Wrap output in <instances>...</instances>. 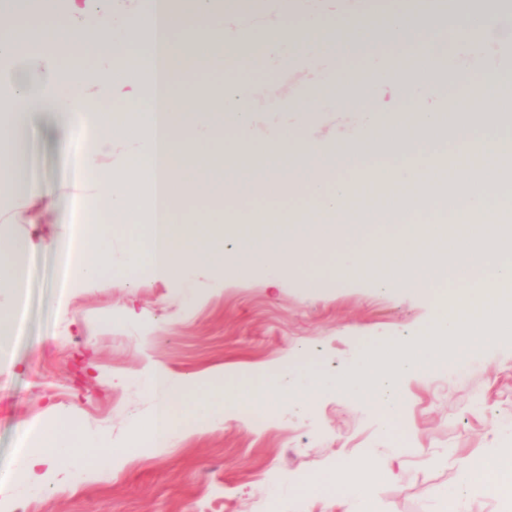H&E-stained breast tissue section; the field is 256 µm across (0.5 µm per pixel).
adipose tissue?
<instances>
[{"label":"adipose tissue","mask_w":512,"mask_h":512,"mask_svg":"<svg viewBox=\"0 0 512 512\" xmlns=\"http://www.w3.org/2000/svg\"><path fill=\"white\" fill-rule=\"evenodd\" d=\"M12 0L0 12V61L20 45L16 22L64 8L68 52L78 61L94 48L103 59L92 81L60 82L52 56L33 53L20 69L0 70V194L41 199L38 183L16 176V134L42 112L78 118L89 144L82 181L91 191L79 240L65 243V277L92 284L113 274L110 247L116 236L129 245L122 274L137 281L147 266L169 278L183 277L199 262L231 267L240 277L263 267L272 274L304 268L319 248L330 256L320 273L337 282L369 279L420 293L440 284L463 288L454 309L437 306L421 336L403 350L386 341L366 350L343 376L309 367L297 373L296 393L313 402L336 392L368 404L382 428L398 422L405 382L447 363L449 346L470 353L512 343V65L488 61L479 48L483 32L512 0H388L374 11L369 0H273L289 26L261 27L252 46L240 36L251 20L239 18L235 36L224 33L218 0ZM322 55L365 61L359 72L331 74L318 85H299L307 103L293 125L259 134V100L277 102L273 88L245 80L224 86L218 99L202 101L184 89L193 72L218 67L222 57L242 60L249 71L311 67ZM166 61L165 93L149 91L139 73L115 76L112 62L151 66ZM469 59L471 78L457 76L456 60ZM457 77L456 100L467 113L423 108L442 83ZM366 86L376 104L358 114L352 136L325 146L304 132L308 115ZM221 110L229 122L214 127ZM135 142L121 166L105 164L116 145ZM258 194L301 198L302 213L284 231L249 233V204ZM244 226L225 253L224 213ZM34 245L14 240L0 255V278L12 289L0 326L24 309L27 255ZM156 408L146 441L173 447L188 429L222 426L228 400L266 406L279 395L278 376L263 372L237 378L216 368L179 377L155 365L145 368ZM21 435H36L38 450L16 460L32 486L45 461L71 465L78 455L98 458L96 441L69 421L23 422ZM468 483L495 498L512 497V452L465 461ZM390 465L369 457L340 458L327 474L300 476L301 492L343 500L368 483L392 477Z\"/></svg>","instance_id":"ef3b65f1"}]
</instances>
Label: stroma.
Segmentation results:
<instances>
[{
	"instance_id": "obj_1",
	"label": "stroma",
	"mask_w": 512,
	"mask_h": 512,
	"mask_svg": "<svg viewBox=\"0 0 512 512\" xmlns=\"http://www.w3.org/2000/svg\"><path fill=\"white\" fill-rule=\"evenodd\" d=\"M335 56L313 70L242 72L276 86L280 103L260 112L262 129L294 121L303 100L293 95L319 74L335 71ZM370 103L367 89L312 113L307 134L334 145L351 135L354 118ZM81 157L51 113H40L22 136L19 174L40 183L44 196L0 201L10 216L0 226V251L15 239L35 244L28 259L24 321L12 327L14 362L0 365V512H330L323 495H301L297 476L323 474L337 458L392 461L395 477L367 486L372 512H443L451 484L464 485L459 512H512V498H489L468 486L458 460L500 448L512 430V344L479 352L463 376L439 370L411 379L402 397L411 451L394 455L395 432L381 431L370 410L336 394L304 404L282 392L256 426L248 405L228 407L223 426L190 432L174 447L127 456L133 435H145L155 401L146 393L144 367L201 375L217 367L232 375L312 364L342 375L365 345L383 337L411 343L433 308L429 296L394 284H344L314 275L329 261L272 279L265 269L248 278L209 265L195 267L189 284L145 269L138 283L116 276L86 288L63 286L62 225L83 221L89 192ZM69 420L101 440L126 463L112 469L96 460V476L79 467H42L43 486L29 490L15 461L36 452L21 437L20 421Z\"/></svg>"
}]
</instances>
